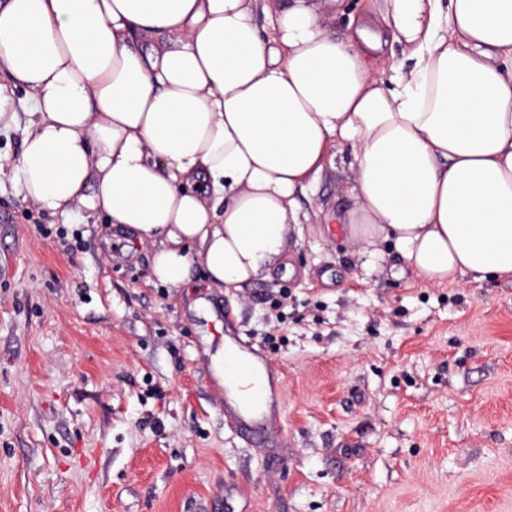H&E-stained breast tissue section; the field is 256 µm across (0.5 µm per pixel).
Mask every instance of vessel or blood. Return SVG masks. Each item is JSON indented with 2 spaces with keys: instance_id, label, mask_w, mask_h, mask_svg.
Returning <instances> with one entry per match:
<instances>
[{
  "instance_id": "obj_1",
  "label": "vessel or blood",
  "mask_w": 512,
  "mask_h": 512,
  "mask_svg": "<svg viewBox=\"0 0 512 512\" xmlns=\"http://www.w3.org/2000/svg\"><path fill=\"white\" fill-rule=\"evenodd\" d=\"M224 344V394L230 399L226 415L243 430L261 429L266 444H273L280 429L279 371L239 331L226 330Z\"/></svg>"
}]
</instances>
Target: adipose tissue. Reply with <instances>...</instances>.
Returning <instances> with one entry per match:
<instances>
[{
    "instance_id": "obj_1",
    "label": "adipose tissue",
    "mask_w": 512,
    "mask_h": 512,
    "mask_svg": "<svg viewBox=\"0 0 512 512\" xmlns=\"http://www.w3.org/2000/svg\"><path fill=\"white\" fill-rule=\"evenodd\" d=\"M5 0L0 176L52 215L106 218L184 288H240L283 259L298 196L333 153L356 203L335 223L424 283L512 279V0ZM406 59L384 77L387 41ZM15 97L22 101V106L18 108L19 112V124L18 127L7 132L0 133V155L1 156H12L15 155L19 149L20 139L24 127L27 125L29 115L25 112H30L25 104L27 99V93L20 88L14 89Z\"/></svg>"
}]
</instances>
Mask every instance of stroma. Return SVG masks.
Returning <instances> with one entry per match:
<instances>
[{"label": "stroma", "instance_id": "35a3bbf8", "mask_svg": "<svg viewBox=\"0 0 512 512\" xmlns=\"http://www.w3.org/2000/svg\"><path fill=\"white\" fill-rule=\"evenodd\" d=\"M353 179L335 154L288 267L222 291L0 177V512H512V280L363 270L326 231ZM228 315L284 372L280 445L224 416Z\"/></svg>", "mask_w": 512, "mask_h": 512}]
</instances>
